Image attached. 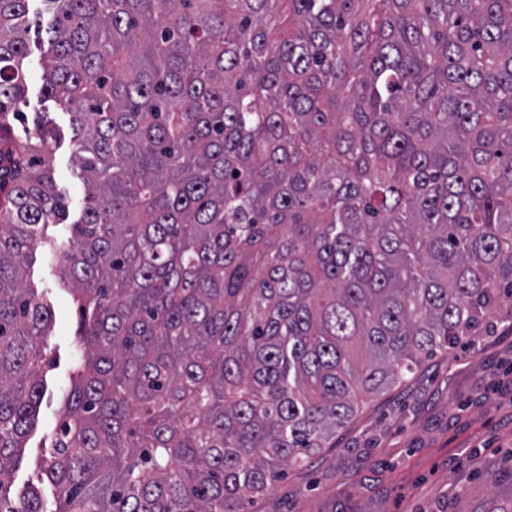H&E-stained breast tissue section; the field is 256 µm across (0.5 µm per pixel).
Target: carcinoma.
Returning a JSON list of instances; mask_svg holds the SVG:
<instances>
[{
  "label": "carcinoma",
  "instance_id": "carcinoma-1",
  "mask_svg": "<svg viewBox=\"0 0 512 512\" xmlns=\"http://www.w3.org/2000/svg\"><path fill=\"white\" fill-rule=\"evenodd\" d=\"M74 237L0 0V512L66 263L56 512H250L425 358L512 327V0H45Z\"/></svg>",
  "mask_w": 512,
  "mask_h": 512
}]
</instances>
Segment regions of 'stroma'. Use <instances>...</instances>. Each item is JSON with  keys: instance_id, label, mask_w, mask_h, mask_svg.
<instances>
[{"instance_id": "35a3bbf8", "label": "stroma", "mask_w": 512, "mask_h": 512, "mask_svg": "<svg viewBox=\"0 0 512 512\" xmlns=\"http://www.w3.org/2000/svg\"><path fill=\"white\" fill-rule=\"evenodd\" d=\"M29 19L27 93L14 138L26 142L41 125L51 131L54 179L69 216L47 233L64 244L81 217L85 190L72 115L48 96L43 81L51 53L44 0H29ZM28 261L54 328L46 339L44 396L10 495L19 499L38 488L45 512H55L57 496L40 480L37 455L60 423L78 314L65 263L42 247ZM253 512H512V329L436 355L405 385L368 400L333 447L321 449L308 467L288 469Z\"/></svg>"}]
</instances>
